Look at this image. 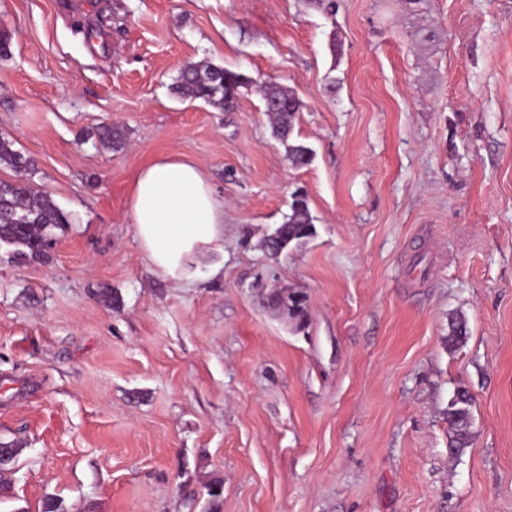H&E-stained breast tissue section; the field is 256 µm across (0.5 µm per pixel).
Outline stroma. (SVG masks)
Returning <instances> with one entry per match:
<instances>
[{
	"mask_svg": "<svg viewBox=\"0 0 512 512\" xmlns=\"http://www.w3.org/2000/svg\"><path fill=\"white\" fill-rule=\"evenodd\" d=\"M0 41V135L70 217L48 260H0V512H208L215 478L221 512H512V0H0ZM201 60L248 78L232 111L176 93ZM159 155L224 201V271L187 288L129 211ZM298 189L315 233L270 258ZM258 280L306 292L308 326ZM277 103L272 112H268L274 135L286 142L292 135L296 115L301 111L302 103L295 93L277 85H266L264 103ZM473 400L469 390L459 386L448 402V453L459 457L471 443Z\"/></svg>",
	"mask_w": 512,
	"mask_h": 512,
	"instance_id": "obj_1",
	"label": "stroma"
}]
</instances>
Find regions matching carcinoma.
Here are the masks:
<instances>
[{
	"label": "carcinoma",
	"instance_id": "carcinoma-1",
	"mask_svg": "<svg viewBox=\"0 0 512 512\" xmlns=\"http://www.w3.org/2000/svg\"><path fill=\"white\" fill-rule=\"evenodd\" d=\"M248 79L240 72L224 67L195 62L184 65L177 85L184 97L218 103L230 110L234 107L240 88ZM264 101L275 105L268 113L274 135L287 141L293 131L296 115L302 103L287 88L266 85ZM0 166L8 167L19 175L15 182H0V249H5L13 260L42 261L47 258V247L55 230L69 223L68 215L50 196L35 190L27 175L35 173V162L13 149V141L0 137ZM285 221L265 239V247L273 258L279 256L291 243H300L314 234V224L307 197L295 194ZM263 304L273 308L278 304L288 310V319L296 329H302L309 320L308 296L299 290L288 291L283 297L275 291H266L257 285ZM468 329L464 319L452 321L448 333V346L460 345L467 339ZM473 400L469 390L459 386L448 402V453L460 456L471 443ZM21 451L14 443H0V473L14 461Z\"/></svg>",
	"mask_w": 512,
	"mask_h": 512
}]
</instances>
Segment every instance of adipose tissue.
<instances>
[{"label":"adipose tissue","instance_id":"1","mask_svg":"<svg viewBox=\"0 0 512 512\" xmlns=\"http://www.w3.org/2000/svg\"><path fill=\"white\" fill-rule=\"evenodd\" d=\"M148 266L174 284L192 285L224 262V202L203 166L160 156L138 173L129 197Z\"/></svg>","mask_w":512,"mask_h":512}]
</instances>
